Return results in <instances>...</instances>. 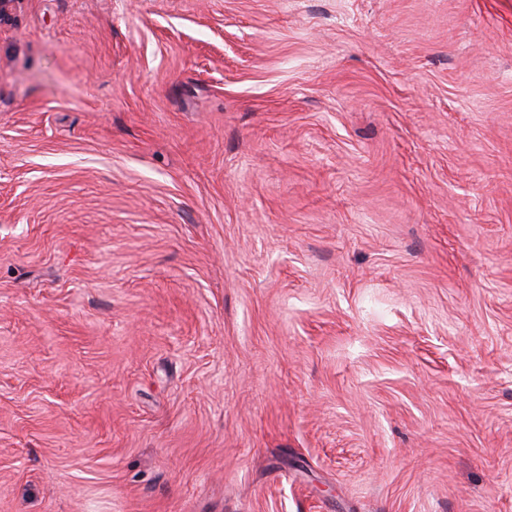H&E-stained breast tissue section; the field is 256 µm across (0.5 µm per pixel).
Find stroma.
<instances>
[{
    "instance_id": "1",
    "label": "stroma",
    "mask_w": 512,
    "mask_h": 512,
    "mask_svg": "<svg viewBox=\"0 0 512 512\" xmlns=\"http://www.w3.org/2000/svg\"><path fill=\"white\" fill-rule=\"evenodd\" d=\"M0 512H512V0H23Z\"/></svg>"
}]
</instances>
